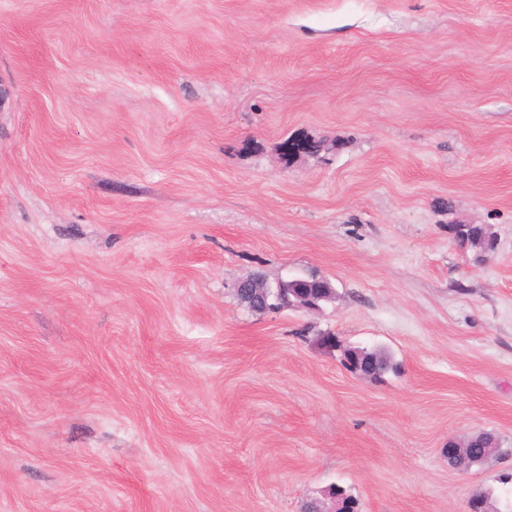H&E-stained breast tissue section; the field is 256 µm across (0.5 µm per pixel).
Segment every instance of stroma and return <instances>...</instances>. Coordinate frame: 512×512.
Listing matches in <instances>:
<instances>
[{"label":"stroma","mask_w":512,"mask_h":512,"mask_svg":"<svg viewBox=\"0 0 512 512\" xmlns=\"http://www.w3.org/2000/svg\"><path fill=\"white\" fill-rule=\"evenodd\" d=\"M0 88V512L512 497V0H0ZM307 281L305 278H295L290 282H282L278 283L275 291L273 292L279 297V300H282L286 305V307L302 309L305 311H317L320 307L313 301L311 298L306 297L300 294L298 291L300 290L299 286ZM288 292L293 296V300L289 299ZM346 493L351 494L347 489ZM345 492H336V485L328 487L324 491V500L311 501L315 508L314 512H350L358 508V502ZM327 501V502H326Z\"/></svg>","instance_id":"stroma-1"}]
</instances>
